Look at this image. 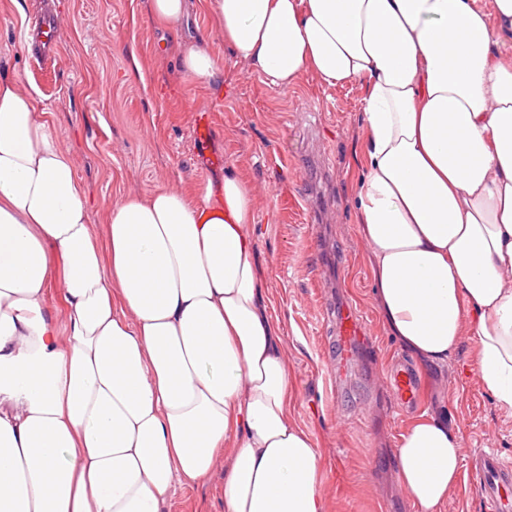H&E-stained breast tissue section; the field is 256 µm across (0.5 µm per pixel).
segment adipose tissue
Masks as SVG:
<instances>
[{"label":"adipose tissue","instance_id":"ef3b65f1","mask_svg":"<svg viewBox=\"0 0 512 512\" xmlns=\"http://www.w3.org/2000/svg\"><path fill=\"white\" fill-rule=\"evenodd\" d=\"M208 6L216 31L180 52L198 84L224 86L217 33L266 87L361 86L358 231L383 325L441 371L470 341L512 421V0ZM257 203L230 166L218 190L132 192L100 251L48 112L0 76V512H163L218 474L224 512H326L256 260ZM394 453L417 512H444L458 427L423 411Z\"/></svg>","mask_w":512,"mask_h":512}]
</instances>
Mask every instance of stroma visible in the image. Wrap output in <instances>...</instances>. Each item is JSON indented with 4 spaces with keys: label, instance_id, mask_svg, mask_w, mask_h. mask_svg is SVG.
<instances>
[{
    "label": "stroma",
    "instance_id": "35a3bbf8",
    "mask_svg": "<svg viewBox=\"0 0 512 512\" xmlns=\"http://www.w3.org/2000/svg\"><path fill=\"white\" fill-rule=\"evenodd\" d=\"M56 2L57 53L39 65L23 34L44 0H0V72L34 88L36 106L53 113L88 191L99 246L113 203L128 192L184 187L194 175L219 185L228 162L257 187V260L291 367L293 414L319 450L328 512H415L396 482L394 446L427 408L443 409L463 447L492 448L512 463V422L478 386L470 345L445 376L418 369L414 410H399L386 388L405 351L372 304L367 246L357 234L360 85L264 88L218 39L212 50L229 83L212 90L183 72L175 49L208 26L204 0H191L176 34L150 16L148 0ZM202 119L213 134L198 144L193 129ZM344 306L363 338L333 385L324 379L336 338L327 314ZM221 483L217 476L205 488L177 490L168 512H224Z\"/></svg>",
    "mask_w": 512,
    "mask_h": 512
}]
</instances>
